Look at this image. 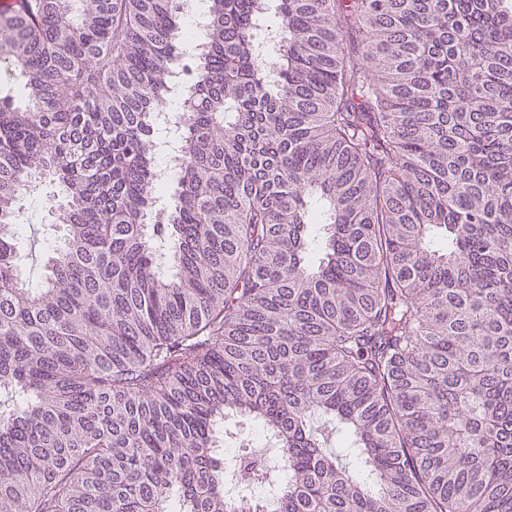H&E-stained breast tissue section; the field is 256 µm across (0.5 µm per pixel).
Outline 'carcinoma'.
I'll use <instances>...</instances> for the list:
<instances>
[{
    "mask_svg": "<svg viewBox=\"0 0 512 512\" xmlns=\"http://www.w3.org/2000/svg\"><path fill=\"white\" fill-rule=\"evenodd\" d=\"M177 2L0 15V512H512V0H211L161 190ZM163 165L157 172V180L167 181L173 172H176L178 167L183 164V153L181 149H177L173 142H167L164 145ZM58 189L49 179L44 181L33 199L25 202L27 210L26 222L20 224L17 246L23 256L22 269L24 275L33 282L41 281L46 273L47 243L53 240L62 230L53 209L54 194Z\"/></svg>",
    "mask_w": 512,
    "mask_h": 512,
    "instance_id": "1",
    "label": "carcinoma"
}]
</instances>
